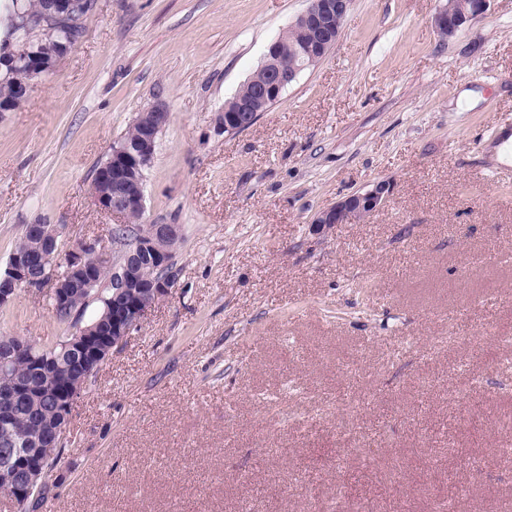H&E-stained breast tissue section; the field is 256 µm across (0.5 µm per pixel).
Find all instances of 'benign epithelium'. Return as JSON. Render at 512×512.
<instances>
[{"label":"benign epithelium","instance_id":"1","mask_svg":"<svg viewBox=\"0 0 512 512\" xmlns=\"http://www.w3.org/2000/svg\"><path fill=\"white\" fill-rule=\"evenodd\" d=\"M488 4L489 0H467L459 10L451 0L434 16L433 26L439 35L450 37L484 13ZM348 8L349 0H309L306 10L291 22L293 26L308 29L312 36L311 45L302 51L301 64L290 72L274 67V59L280 52V40L271 42L260 66L264 78L256 87L255 98L276 102L300 72L318 63L325 56V51L336 45ZM259 116L253 103L238 102L221 109L217 127L226 133H234L249 123H255ZM169 119L167 107L155 104L140 114L143 134L139 142L112 145L107 161L91 186L92 195L102 210L124 218L132 212L146 213V183L142 169L154 155L156 132L165 127ZM392 194L390 181H377L369 189L344 196L319 211L312 220L311 228L319 232L335 224L360 221L386 207ZM26 231L38 240L40 257L18 252L10 255L6 267L0 269V307L13 303L22 288L41 287L46 282L43 266L58 262L65 264L69 279L55 280L56 304L66 303L72 288H84L92 293V297H101L102 286L96 270L99 269L98 259L110 257L106 245L94 238L64 250L60 244V230L55 225L28 224ZM179 235L181 227L178 224H150L147 231L128 239L129 246L113 262L112 306L107 308L108 331L104 333L94 326L81 327L66 343L78 356L84 372L65 376L55 392L54 402L64 425L49 431L37 448L17 445L13 463L0 468V495L8 498L14 507L26 508L31 495L40 489L45 477L41 461L56 459L60 455L66 424L70 423L73 406L85 390L90 375L125 342L131 330L174 286L177 272L160 243ZM142 256L163 271L160 279L148 284L137 279L135 263ZM25 355L32 357L36 371L47 370L48 365L44 361L32 356L31 344L20 338L11 344L4 357H0V366Z\"/></svg>","mask_w":512,"mask_h":512}]
</instances>
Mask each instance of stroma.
<instances>
[{"label": "stroma", "instance_id": "obj_1", "mask_svg": "<svg viewBox=\"0 0 512 512\" xmlns=\"http://www.w3.org/2000/svg\"><path fill=\"white\" fill-rule=\"evenodd\" d=\"M446 3L352 0L327 57L227 135L308 0H95L0 112L1 266L29 224L111 242L94 170L159 102L145 217L182 234L37 512H512V0L443 38ZM379 180L385 208L312 232ZM52 288L0 308V336H65ZM259 116L260 113L252 102H237L232 107L224 106L221 109L217 127L220 131H224V133H238L236 131L240 127L249 123L253 125Z\"/></svg>", "mask_w": 512, "mask_h": 512}]
</instances>
